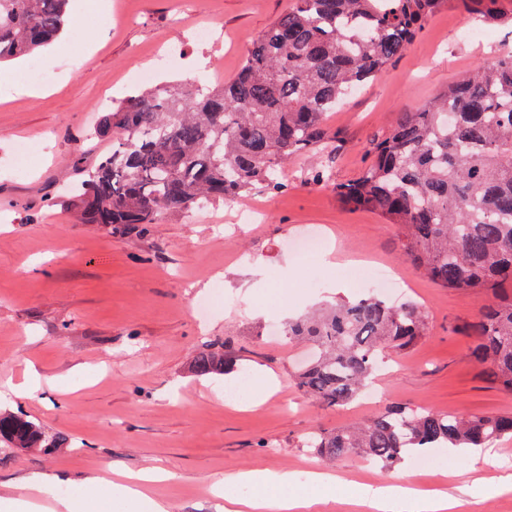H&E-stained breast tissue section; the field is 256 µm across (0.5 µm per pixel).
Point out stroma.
<instances>
[{
    "label": "stroma",
    "instance_id": "obj_1",
    "mask_svg": "<svg viewBox=\"0 0 512 512\" xmlns=\"http://www.w3.org/2000/svg\"><path fill=\"white\" fill-rule=\"evenodd\" d=\"M290 2L72 0L82 13L78 45L64 41L0 65V412L24 414L70 441L50 453L0 447V498L26 495L29 477L48 474L47 506L110 470L162 467L172 477L151 494L169 512H216L215 481L269 470L294 473L292 493L319 500L312 512H365L352 502L354 485L373 491L405 477L452 495L512 473V437L461 449L460 464L449 449H435L440 466L424 474L412 455L385 471L357 457L328 465L303 445L311 432L363 422L390 406L512 413V393L472 364L463 332L484 294L442 287L416 271L393 226L345 208L334 191L357 177L370 140L398 113L421 108L494 53L511 52V27L490 28L488 42L470 41L457 31L470 15L460 0H444L409 48L330 117L338 145L327 184L312 181L315 161L300 154L282 167L283 192L256 189L189 215L167 213L131 235L83 223L70 203L66 184L111 148L86 139L87 130L106 104L133 93L136 72L152 69L158 84L231 79L253 38ZM97 8L111 13V25L97 24ZM202 24L214 28L212 39L197 38ZM34 60L49 75L37 100L23 92ZM21 142L35 151L18 174L10 160ZM311 229L325 232V254L289 250ZM363 259L391 266L407 282L406 298L425 315L428 333L386 354L371 397L329 408L298 387L307 351L284 330L289 317L361 295L354 268ZM218 287L232 304L200 320L196 301ZM224 339L235 371L197 376V353ZM242 369L249 390L263 370L277 392L253 409L227 405L224 386ZM31 370L40 385L16 397L11 385ZM322 470L341 480L325 503L309 481Z\"/></svg>",
    "mask_w": 512,
    "mask_h": 512
}]
</instances>
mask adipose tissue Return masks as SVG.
<instances>
[{"instance_id": "1", "label": "adipose tissue", "mask_w": 512, "mask_h": 512, "mask_svg": "<svg viewBox=\"0 0 512 512\" xmlns=\"http://www.w3.org/2000/svg\"><path fill=\"white\" fill-rule=\"evenodd\" d=\"M169 473L161 467H151L122 473L119 479L109 481L114 499L141 504L145 512H168L166 504L147 495V485L168 479ZM295 476L288 471H240L228 481H217L211 487L212 495L224 503V512H240L241 503L227 492V484H250L258 493L251 501L252 512H302L305 500L288 494ZM371 512H452L455 502L443 493L419 489L414 484H391L374 492L365 500Z\"/></svg>"}]
</instances>
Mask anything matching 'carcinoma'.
<instances>
[{
  "label": "carcinoma",
  "instance_id": "1",
  "mask_svg": "<svg viewBox=\"0 0 512 512\" xmlns=\"http://www.w3.org/2000/svg\"><path fill=\"white\" fill-rule=\"evenodd\" d=\"M444 0H292L247 50L231 80L144 88L100 113L95 136L111 152L71 196L87 224L116 234L188 214L261 187L283 190L288 158L324 156L328 115L403 54ZM483 25L511 23L504 0H464ZM69 0H0V63L57 37ZM370 161L335 187L349 207L380 214L397 229L415 270L446 288L482 290L487 303L465 333L488 381L512 393V53L479 64L417 112H402L372 140ZM427 334L416 303L374 294L288 321L285 336L311 345L297 383L327 407L365 390L387 349ZM233 366L224 341L194 358L198 376ZM512 435V414L458 415L395 406L370 421L315 431L303 446L328 463L358 456L383 467L430 448H480ZM0 443L48 452L68 443L15 413L0 414Z\"/></svg>",
  "mask_w": 512,
  "mask_h": 512
}]
</instances>
